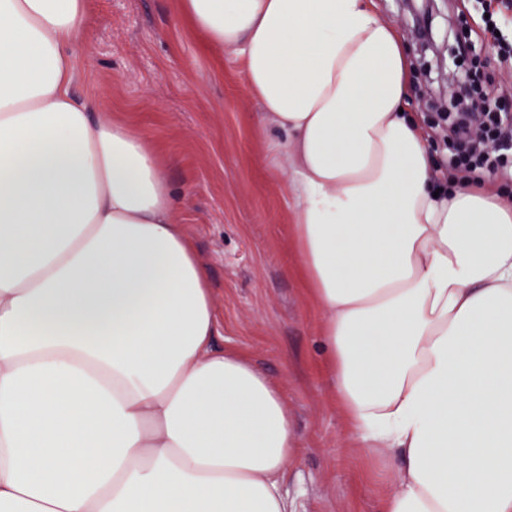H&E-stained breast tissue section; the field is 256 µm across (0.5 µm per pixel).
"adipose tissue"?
<instances>
[{
	"instance_id": "obj_1",
	"label": "adipose tissue",
	"mask_w": 512,
	"mask_h": 512,
	"mask_svg": "<svg viewBox=\"0 0 512 512\" xmlns=\"http://www.w3.org/2000/svg\"><path fill=\"white\" fill-rule=\"evenodd\" d=\"M284 137L336 400L400 461L380 512H512V204L436 192L373 0H180ZM88 0H0V512H294L288 405L216 350L148 135L70 90Z\"/></svg>"
}]
</instances>
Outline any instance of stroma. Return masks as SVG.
<instances>
[{
  "mask_svg": "<svg viewBox=\"0 0 512 512\" xmlns=\"http://www.w3.org/2000/svg\"><path fill=\"white\" fill-rule=\"evenodd\" d=\"M487 9L512 18V0H436L435 46L412 60L410 109L422 115L440 162L448 150L439 134L447 75L439 61L458 38L469 34L483 82L512 87L478 28ZM76 50L74 94H96L99 109L143 128L175 160L167 175L187 197L182 222L208 271L215 346L251 357L286 396L299 456L284 490L296 512H378L396 470L366 450L336 401L318 313L289 272L292 203L270 151L282 134L262 127L240 59L188 31L180 0H89Z\"/></svg>",
  "mask_w": 512,
  "mask_h": 512,
  "instance_id": "obj_1",
  "label": "stroma"
}]
</instances>
